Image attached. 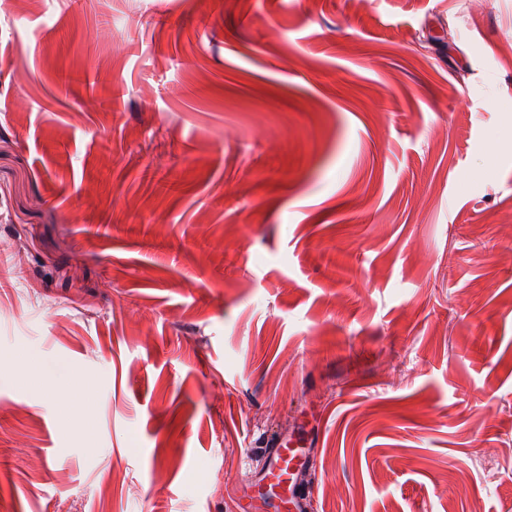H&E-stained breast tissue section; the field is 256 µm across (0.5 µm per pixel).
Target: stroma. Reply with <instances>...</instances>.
<instances>
[{
  "instance_id": "35a3bbf8",
  "label": "stroma",
  "mask_w": 512,
  "mask_h": 512,
  "mask_svg": "<svg viewBox=\"0 0 512 512\" xmlns=\"http://www.w3.org/2000/svg\"><path fill=\"white\" fill-rule=\"evenodd\" d=\"M509 213L512 0H0V512H512ZM303 430L279 434L262 448L263 462L254 467L247 461L243 483L254 493L258 489L276 490L277 500L269 503L274 512H308L311 509L308 487L304 477L316 468L311 448H304Z\"/></svg>"
}]
</instances>
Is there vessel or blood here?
<instances>
[{"instance_id":"b4317fda","label":"vessel or blood","mask_w":512,"mask_h":512,"mask_svg":"<svg viewBox=\"0 0 512 512\" xmlns=\"http://www.w3.org/2000/svg\"><path fill=\"white\" fill-rule=\"evenodd\" d=\"M304 443L305 434L301 431L278 435L263 448L261 466H244L242 480L249 489L274 490L271 512H310L304 478L315 470L316 459Z\"/></svg>"}]
</instances>
